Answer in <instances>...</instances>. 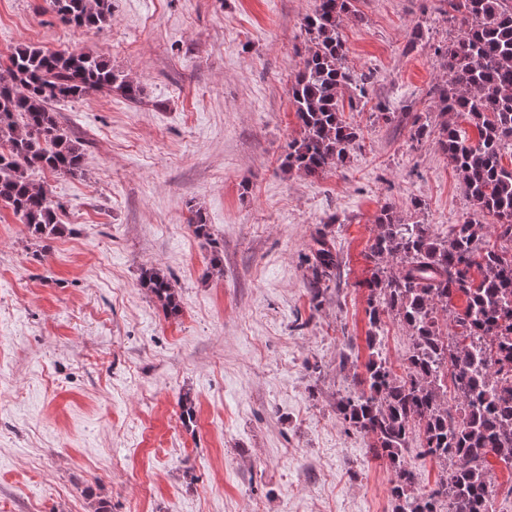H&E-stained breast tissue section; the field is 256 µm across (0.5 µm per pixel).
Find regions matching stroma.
<instances>
[{
  "label": "stroma",
  "instance_id": "35a3bbf8",
  "mask_svg": "<svg viewBox=\"0 0 512 512\" xmlns=\"http://www.w3.org/2000/svg\"><path fill=\"white\" fill-rule=\"evenodd\" d=\"M315 5L112 0L111 24L87 30L47 0H0V64L35 44L102 58L141 88L54 102L86 153L81 176L32 174L62 205L59 237L33 239L0 204V512H392L390 471L336 410L360 389L340 360L369 354L381 209L442 236L476 215L426 95L457 25L438 0H358L339 33L347 67L370 77L344 112L359 138L312 178L282 162L301 136L289 90ZM379 105L429 113L431 133L410 140ZM321 234L338 270L316 306L305 257ZM151 265L173 275L178 320L139 286Z\"/></svg>",
  "mask_w": 512,
  "mask_h": 512
}]
</instances>
